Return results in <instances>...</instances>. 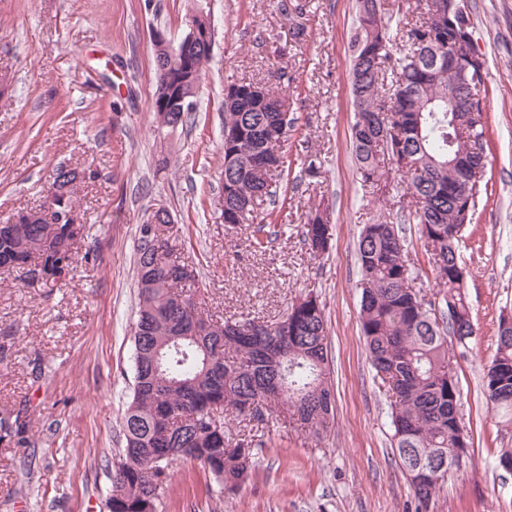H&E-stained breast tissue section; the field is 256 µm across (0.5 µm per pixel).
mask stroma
<instances>
[{
  "label": "stroma",
  "instance_id": "35a3bbf8",
  "mask_svg": "<svg viewBox=\"0 0 512 512\" xmlns=\"http://www.w3.org/2000/svg\"><path fill=\"white\" fill-rule=\"evenodd\" d=\"M209 0L211 59L187 125L159 133L151 32L179 35L195 0H0V223L38 210L58 165L100 173L79 185L94 260L57 287L0 274V413L27 422L28 443L0 442V512H106L133 382L134 246L148 209L173 216L177 254L196 267L187 289L214 319L282 314L315 291L327 323L335 419L312 434L278 424L251 475L228 492L179 461L158 512H416L399 463L390 400L360 321L356 240L398 223L399 191L362 184L352 148L350 38L357 0ZM486 61L487 182L458 243L475 333L449 341L462 422L472 434L429 512H512V425L487 402L484 368L501 316L512 314V0H465ZM288 74L298 122L284 149L299 177L265 253L220 216L224 89ZM314 159L316 172L303 164ZM328 210L332 247L316 257L302 229Z\"/></svg>",
  "mask_w": 512,
  "mask_h": 512
}]
</instances>
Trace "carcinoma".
Instances as JSON below:
<instances>
[{
  "instance_id": "1",
  "label": "carcinoma",
  "mask_w": 512,
  "mask_h": 512,
  "mask_svg": "<svg viewBox=\"0 0 512 512\" xmlns=\"http://www.w3.org/2000/svg\"><path fill=\"white\" fill-rule=\"evenodd\" d=\"M387 16L377 5L359 4L352 36V92L355 123L352 145L358 173L366 186L392 165L405 187L423 196L421 208L402 207L418 225L427 263L442 291L425 298L414 286L411 262L397 224H366L358 238L362 271L361 326L372 365L391 399L395 445L414 495L426 512L437 490L466 452L469 431L458 411L460 390L451 368L447 334L464 340L474 334L471 310L459 274V235L472 222L476 202L467 215L456 208L458 182L448 161L465 153L471 138H485L483 100L486 75L458 89L465 112L448 111V41L461 25L473 26L463 8L448 14V3L464 0H406ZM210 52L203 49L187 61L155 57L157 71L171 76L157 83L167 112L184 125L177 112L183 97L198 99ZM253 83L224 89V226L249 227L247 241L256 252L268 249L276 235L274 214L259 215L258 202L275 203L279 179L288 171L282 153L296 118L278 111L286 91L263 88L257 98ZM390 112L383 113L384 102ZM86 171L63 165L54 170L49 200L64 199L77 209V185ZM140 225L135 245L138 318L134 327L133 387L124 418L125 448L112 472L110 512H157L161 491L171 480L170 466L180 459L199 462L227 491L238 490L252 470L254 450L263 441L232 438L221 414L265 424L293 420L316 432L328 427L334 394L327 382L329 353L326 325L318 296L308 292L276 319L226 318L215 321L201 310L186 284L196 280L190 264L173 257L170 223L156 225L160 243L143 242ZM85 225L59 223L44 208L19 228L0 225V271L31 266L39 282L55 287L74 270L77 244ZM332 240L329 215L321 210L304 225L303 244L311 254L326 253ZM448 312V328L436 312ZM487 400L512 423V331L498 330L495 354L486 374ZM25 441L20 415L0 418V434Z\"/></svg>"
}]
</instances>
